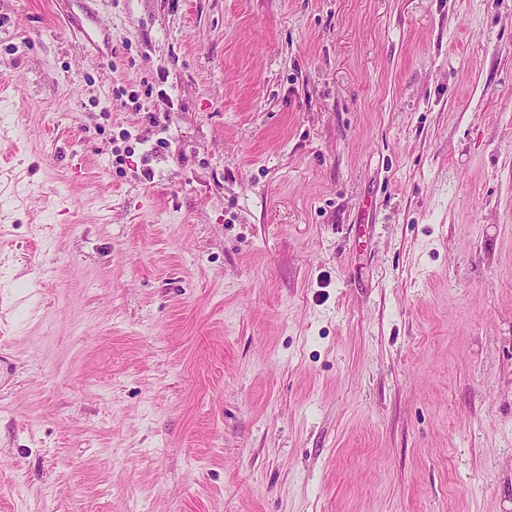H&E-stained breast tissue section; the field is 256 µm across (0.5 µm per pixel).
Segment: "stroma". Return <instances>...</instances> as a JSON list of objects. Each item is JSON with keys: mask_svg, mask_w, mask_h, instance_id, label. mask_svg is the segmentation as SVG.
<instances>
[{"mask_svg": "<svg viewBox=\"0 0 512 512\" xmlns=\"http://www.w3.org/2000/svg\"><path fill=\"white\" fill-rule=\"evenodd\" d=\"M0 512H512V0H0Z\"/></svg>", "mask_w": 512, "mask_h": 512, "instance_id": "stroma-1", "label": "stroma"}]
</instances>
